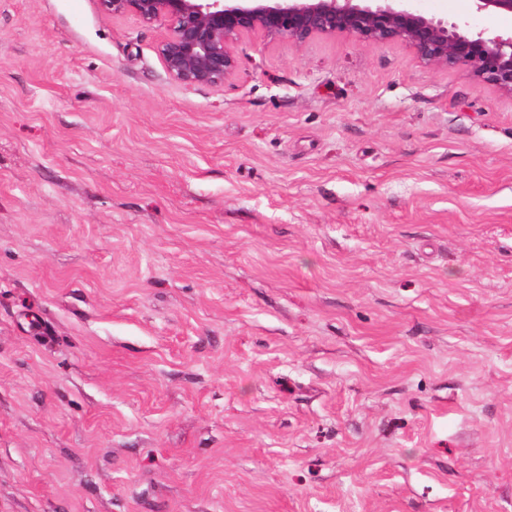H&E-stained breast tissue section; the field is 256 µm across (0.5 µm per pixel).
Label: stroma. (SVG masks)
Returning <instances> with one entry per match:
<instances>
[{"instance_id": "obj_1", "label": "stroma", "mask_w": 512, "mask_h": 512, "mask_svg": "<svg viewBox=\"0 0 512 512\" xmlns=\"http://www.w3.org/2000/svg\"><path fill=\"white\" fill-rule=\"evenodd\" d=\"M163 35L0 0V512H512V96Z\"/></svg>"}]
</instances>
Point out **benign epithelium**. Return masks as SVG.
I'll use <instances>...</instances> for the list:
<instances>
[{
	"mask_svg": "<svg viewBox=\"0 0 512 512\" xmlns=\"http://www.w3.org/2000/svg\"><path fill=\"white\" fill-rule=\"evenodd\" d=\"M416 0H100L114 16L164 27L157 51L186 87L222 86L238 69L235 45L259 34L301 46L341 34L358 42L400 41L427 65L461 69L512 95V27L477 29L421 13ZM477 13L512 16V0H471Z\"/></svg>",
	"mask_w": 512,
	"mask_h": 512,
	"instance_id": "7a95c632",
	"label": "benign epithelium"
}]
</instances>
